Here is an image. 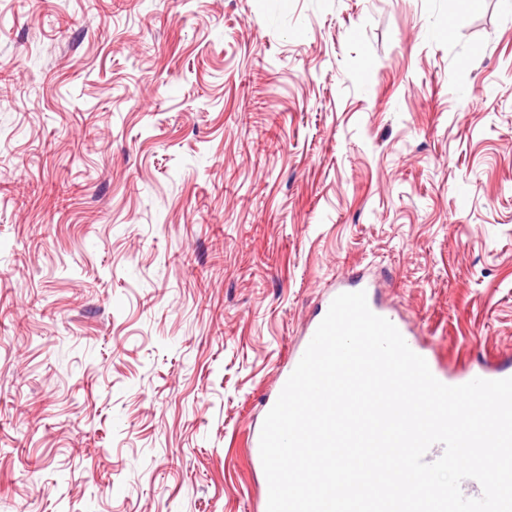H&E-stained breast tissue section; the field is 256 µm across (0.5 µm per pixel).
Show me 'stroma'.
<instances>
[{
	"label": "stroma",
	"instance_id": "stroma-1",
	"mask_svg": "<svg viewBox=\"0 0 512 512\" xmlns=\"http://www.w3.org/2000/svg\"><path fill=\"white\" fill-rule=\"evenodd\" d=\"M360 274L512 355V0H0V512H261Z\"/></svg>",
	"mask_w": 512,
	"mask_h": 512
}]
</instances>
